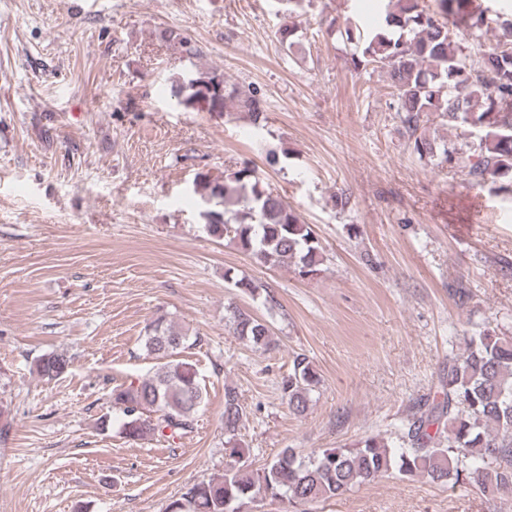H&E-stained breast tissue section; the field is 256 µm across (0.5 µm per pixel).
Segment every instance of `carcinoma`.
Instances as JSON below:
<instances>
[{
    "label": "carcinoma",
    "mask_w": 512,
    "mask_h": 512,
    "mask_svg": "<svg viewBox=\"0 0 512 512\" xmlns=\"http://www.w3.org/2000/svg\"><path fill=\"white\" fill-rule=\"evenodd\" d=\"M475 0H438L431 12L422 0H384L373 29L340 32L354 45L351 65L376 64L393 88L390 108L419 158L438 167L463 168L468 181L490 179L512 188V18L507 7L474 5ZM502 30V39L485 50L481 38ZM278 40L290 50L298 43L294 25L279 27ZM185 106L208 112H246L254 126L267 122V106L257 89L227 92L224 74L198 71L171 88ZM462 130L470 154L428 134L432 123ZM205 231L228 237L265 266L292 265L301 277L319 274L323 247L311 225L273 190L254 167H239L221 181L199 172L194 179ZM234 335L255 349L273 345L271 325L236 306L225 307ZM188 337L165 318L148 324L143 339L157 360L138 384L112 391L122 414L121 431L132 441L173 434L192 427L205 402L195 366L178 358ZM70 359L63 353L40 357L36 373L62 376ZM321 376L309 358L293 355L280 382L288 409L303 416ZM245 408L232 386L224 387V450L233 464L217 478L197 481L171 500L164 512H251L259 500L290 504L325 503L384 475L425 477L440 485L471 484L484 496L512 491V336L485 328L450 341L448 362L435 395L402 423L389 444L367 436L351 448H331L304 456L284 448L257 468L248 463L239 437Z\"/></svg>",
    "instance_id": "1"
}]
</instances>
